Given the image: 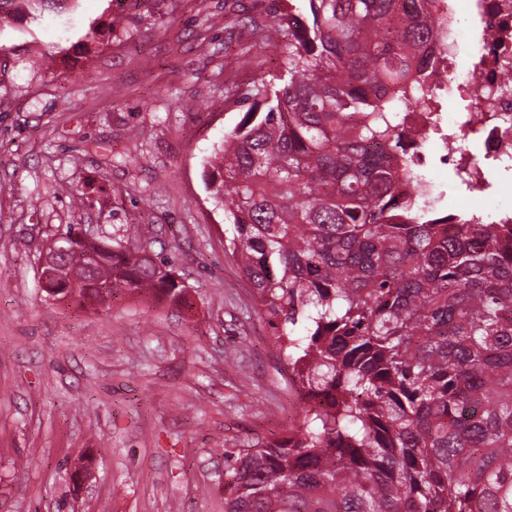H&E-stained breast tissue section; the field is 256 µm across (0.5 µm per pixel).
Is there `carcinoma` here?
Wrapping results in <instances>:
<instances>
[{"instance_id": "carcinoma-1", "label": "carcinoma", "mask_w": 512, "mask_h": 512, "mask_svg": "<svg viewBox=\"0 0 512 512\" xmlns=\"http://www.w3.org/2000/svg\"><path fill=\"white\" fill-rule=\"evenodd\" d=\"M74 0H0V21ZM435 0H301L273 79L209 160L210 200L306 399L230 456L224 512H512V224H450L407 161ZM73 301L183 298L168 263L72 254Z\"/></svg>"}]
</instances>
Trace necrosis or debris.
<instances>
[{"mask_svg": "<svg viewBox=\"0 0 512 512\" xmlns=\"http://www.w3.org/2000/svg\"><path fill=\"white\" fill-rule=\"evenodd\" d=\"M437 70L427 104L404 112L405 149L417 166L425 147L450 167L465 192L492 189L491 172L512 175V0H441L430 17ZM464 108L447 115L444 91Z\"/></svg>", "mask_w": 512, "mask_h": 512, "instance_id": "4bbe7bcc", "label": "necrosis or debris"}]
</instances>
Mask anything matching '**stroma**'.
<instances>
[{"label":"stroma","mask_w":512,"mask_h":512,"mask_svg":"<svg viewBox=\"0 0 512 512\" xmlns=\"http://www.w3.org/2000/svg\"><path fill=\"white\" fill-rule=\"evenodd\" d=\"M299 4L77 0L0 25V512H59L62 498L66 512H224L228 455L298 424L204 165L247 110L227 89L278 66L260 35L206 16L265 24ZM71 224L131 243L150 226L184 302L47 297L39 257ZM83 460L93 477L78 483Z\"/></svg>","instance_id":"obj_1"}]
</instances>
